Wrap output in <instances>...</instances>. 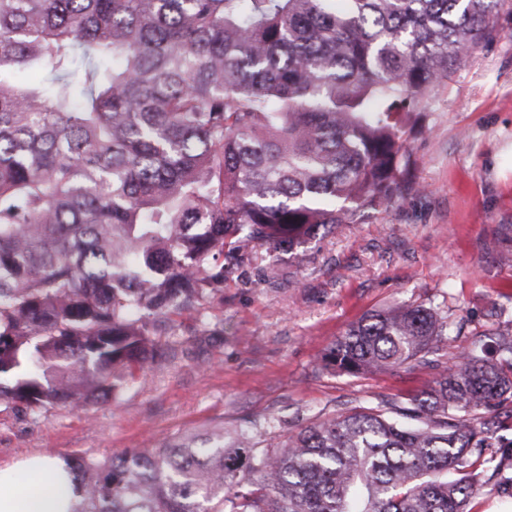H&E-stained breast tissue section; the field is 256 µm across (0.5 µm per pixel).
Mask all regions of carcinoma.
Returning a JSON list of instances; mask_svg holds the SVG:
<instances>
[{
  "instance_id": "carcinoma-1",
  "label": "carcinoma",
  "mask_w": 512,
  "mask_h": 512,
  "mask_svg": "<svg viewBox=\"0 0 512 512\" xmlns=\"http://www.w3.org/2000/svg\"><path fill=\"white\" fill-rule=\"evenodd\" d=\"M500 0H0V399H114L158 327L224 271L360 224L410 190L413 119L493 36ZM431 307L350 326L326 363L393 369ZM512 330L393 416L282 442L240 428L66 459L76 512H472L512 469Z\"/></svg>"
}]
</instances>
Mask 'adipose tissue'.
<instances>
[{
	"label": "adipose tissue",
	"mask_w": 512,
	"mask_h": 512,
	"mask_svg": "<svg viewBox=\"0 0 512 512\" xmlns=\"http://www.w3.org/2000/svg\"><path fill=\"white\" fill-rule=\"evenodd\" d=\"M78 502L63 459L32 456L0 466V512H74Z\"/></svg>",
	"instance_id": "adipose-tissue-1"
}]
</instances>
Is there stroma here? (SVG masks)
I'll return each mask as SVG.
<instances>
[{
	"instance_id": "1",
	"label": "stroma",
	"mask_w": 512,
	"mask_h": 512,
	"mask_svg": "<svg viewBox=\"0 0 512 512\" xmlns=\"http://www.w3.org/2000/svg\"><path fill=\"white\" fill-rule=\"evenodd\" d=\"M493 38L435 93L407 148L416 188L278 261L224 277L221 298L170 315L162 359L132 369L117 401L39 414L0 400V465L41 454L116 456L223 424L272 421L278 434L358 407L390 410L420 393L434 363L356 377L325 366L366 314L402 305L449 324L435 363L512 327V0Z\"/></svg>"
}]
</instances>
